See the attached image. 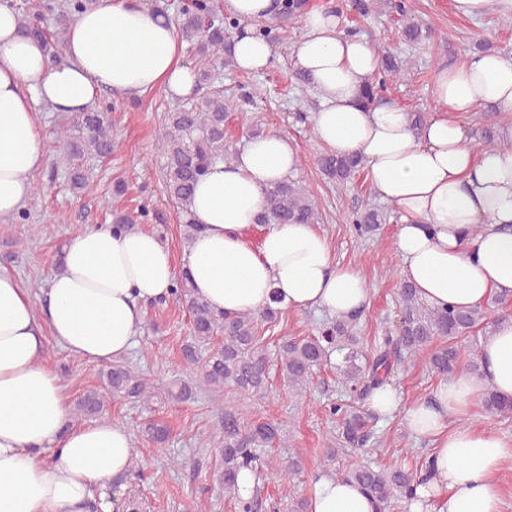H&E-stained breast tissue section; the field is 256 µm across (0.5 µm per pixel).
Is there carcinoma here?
I'll use <instances>...</instances> for the list:
<instances>
[{
  "instance_id": "carcinoma-1",
  "label": "carcinoma",
  "mask_w": 512,
  "mask_h": 512,
  "mask_svg": "<svg viewBox=\"0 0 512 512\" xmlns=\"http://www.w3.org/2000/svg\"><path fill=\"white\" fill-rule=\"evenodd\" d=\"M92 5V0H24L15 6L20 29L27 35L45 41L50 57H58L64 46L65 25L70 18ZM306 0H282L279 12L270 21L254 24L256 34L273 43L286 36L288 28L299 20ZM391 8L406 21L404 35L410 42L421 38V26L410 17L406 0H394ZM57 25L51 39L43 27L48 19ZM181 38L193 43L201 34L206 39L199 52L216 56L224 52L229 32L240 28V22L230 14L216 10L213 0H188L177 18ZM401 70L396 56H382L380 72L370 79L362 90L363 102L376 103L386 85V75ZM233 100L224 98V92L215 91L203 97L191 108L178 107L167 113L162 132L164 184L167 194L180 205L179 222L183 234L191 239L200 226L195 223L189 203L198 180L216 163L229 164L236 152L224 145V121ZM78 135L63 126L57 131V142L68 160L76 162L70 171V186L77 192L88 189L89 182L78 161L104 157L112 152V123L109 113L88 109L75 115ZM323 174L331 180L344 182L363 168L355 155H337L326 152L318 159ZM318 204L314 196L300 182L290 178L267 191L261 224H313L317 222ZM384 220L374 208H367L352 217L357 236L375 234ZM191 315L190 342L183 345L182 354L189 363L197 361V348L214 336H224L200 368L198 383L213 388L227 387L234 394L260 395L268 387L271 365H276L284 382L300 399L306 393L314 369L331 363L335 352L342 354L336 364V378L345 389L348 399L329 407V413L340 421L336 434V447L327 450L326 457L336 458L338 451L361 449L374 445L373 414L366 402L371 394L390 382L395 371L407 368L429 351L428 363L443 380L460 374H480L482 362L477 354L478 332L495 325L488 317V308L480 306L469 310H433L423 305L416 289L403 280L400 282V307L397 323L385 328L378 341L364 349L357 327L362 312L342 315L326 323L319 335L303 339H284L275 352L264 345L259 327L273 323L282 314V299L272 296L270 302L256 313L224 314L214 312L195 295L186 277H181L172 289ZM106 390L114 397L134 402L151 398L152 385L142 374L123 362H114L105 373ZM105 403V396L90 391L77 402L80 415L97 416ZM485 410L502 418L512 417V402L501 400L493 390L484 396ZM281 439V426L267 421L246 420L236 406L224 403V441L220 448L222 470L220 482L224 493L236 502L237 512H254L258 507L256 496L245 498L239 493L238 476L245 470L257 474L263 469L281 470L290 475L300 470V460L290 458L282 462L262 459L258 448H269ZM428 457H423L417 470L398 467L374 468L356 462L343 474V478L358 485L373 497L379 512H389L397 502L410 503L415 498L417 472L427 468Z\"/></svg>"
}]
</instances>
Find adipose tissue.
Wrapping results in <instances>:
<instances>
[{
    "label": "adipose tissue",
    "instance_id": "ef3b65f1",
    "mask_svg": "<svg viewBox=\"0 0 512 512\" xmlns=\"http://www.w3.org/2000/svg\"><path fill=\"white\" fill-rule=\"evenodd\" d=\"M274 0H224L246 26L230 53L244 71L264 69L272 47L251 22L267 19ZM292 64L309 75L319 102L317 141L361 157L374 192L398 212L400 275L432 309L471 308L492 294L512 295V126L496 148L470 137L466 120L483 105L512 113V55L474 54L442 68L430 85L433 111L420 126L394 104L365 106L361 90L379 64L374 46L346 35L341 20L314 10L304 21ZM168 15L143 0H96L73 17L63 61L25 35L0 6V220L15 216L46 164L39 107L73 115L112 90L130 96L160 89L193 94L195 71ZM296 145L280 134L249 139L237 159L200 180L190 210L201 230L182 266L150 232L110 224L69 238L61 270L34 301L14 275L0 271V512H111L109 485L127 473L132 436L107 419L74 425L70 397L44 360L45 340L98 363L123 360L143 329V307L168 296L178 275L219 313H253L271 295L288 308L332 316L362 310L370 290L362 274L336 263L311 224H271L259 245L246 240L265 194L295 172ZM483 373L440 384L432 399L404 404L391 387L369 408L400 418L432 453L418 473L411 512H502L497 475L512 441L459 423L493 389L512 400V318L500 320L481 347ZM309 512H376L356 485L318 477Z\"/></svg>",
    "mask_w": 512,
    "mask_h": 512
}]
</instances>
